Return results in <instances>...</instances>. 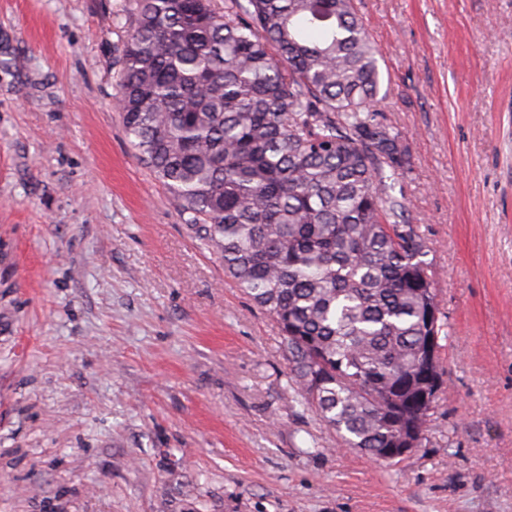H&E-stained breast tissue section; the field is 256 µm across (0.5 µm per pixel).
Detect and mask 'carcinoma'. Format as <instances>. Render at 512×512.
<instances>
[{"label": "carcinoma", "instance_id": "1", "mask_svg": "<svg viewBox=\"0 0 512 512\" xmlns=\"http://www.w3.org/2000/svg\"><path fill=\"white\" fill-rule=\"evenodd\" d=\"M379 57L355 0H138L114 94L137 159L278 323L295 401L376 460L425 439L440 385L411 376L443 331Z\"/></svg>", "mask_w": 512, "mask_h": 512}]
</instances>
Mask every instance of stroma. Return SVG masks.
Masks as SVG:
<instances>
[{
	"label": "stroma",
	"mask_w": 512,
	"mask_h": 512,
	"mask_svg": "<svg viewBox=\"0 0 512 512\" xmlns=\"http://www.w3.org/2000/svg\"><path fill=\"white\" fill-rule=\"evenodd\" d=\"M446 340L382 464L294 402L113 106L136 0H0V512H512V0H360Z\"/></svg>",
	"instance_id": "1"
}]
</instances>
